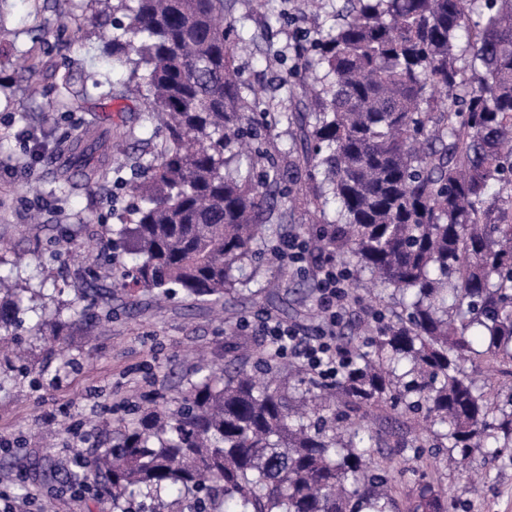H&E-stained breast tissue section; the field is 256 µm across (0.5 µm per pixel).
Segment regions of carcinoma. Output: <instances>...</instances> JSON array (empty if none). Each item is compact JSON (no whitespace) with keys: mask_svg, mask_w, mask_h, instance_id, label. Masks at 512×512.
<instances>
[{"mask_svg":"<svg viewBox=\"0 0 512 512\" xmlns=\"http://www.w3.org/2000/svg\"><path fill=\"white\" fill-rule=\"evenodd\" d=\"M109 3L103 53L131 65V89L164 138L140 157L138 203L116 229L132 264L103 251L85 270L113 287L220 302L250 290L256 258L278 228L260 223L265 186L283 179L258 137L232 64L224 0H88ZM295 46L301 86L289 112H266L299 132L288 151L285 195L313 207V258L349 270V296L380 287L370 333L340 336L344 366L327 380L268 347L197 370L175 409L153 404L113 430L110 448L82 464L112 495V512L136 498L153 512H399L401 483L387 444L366 419L394 414L413 451L409 512H454L425 480L446 457L483 452L510 460L512 386V0H344L336 25ZM466 39L469 64L459 65ZM117 131L88 125L60 138L63 182L108 180ZM248 169L241 170L242 159ZM35 335L65 357L64 324L0 300V337L22 311ZM52 325L51 334L44 327ZM271 374L259 382L250 361Z\"/></svg>","mask_w":512,"mask_h":512,"instance_id":"carcinoma-1","label":"carcinoma"}]
</instances>
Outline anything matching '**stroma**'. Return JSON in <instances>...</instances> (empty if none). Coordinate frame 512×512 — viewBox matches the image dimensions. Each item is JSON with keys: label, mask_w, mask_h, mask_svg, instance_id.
<instances>
[{"label": "stroma", "mask_w": 512, "mask_h": 512, "mask_svg": "<svg viewBox=\"0 0 512 512\" xmlns=\"http://www.w3.org/2000/svg\"><path fill=\"white\" fill-rule=\"evenodd\" d=\"M341 0H322L318 17L304 0H224V21L246 42L233 58L243 91L261 88L281 110L288 97V70L302 31L335 15ZM69 17L66 32L58 15ZM86 0H5L0 5V271L12 287L42 290L46 305L85 306L83 270L112 231L128 216L132 198L126 181L134 177L137 156L155 153L163 138L143 120L142 100L112 97L127 78L126 67L102 54L100 38H86ZM21 53L38 55L40 69L27 76L12 61ZM71 70L75 85L95 79L81 105L54 89L55 76ZM95 122L131 128L130 149L116 165L123 184H86L74 176L57 182L56 146L67 126ZM112 309L110 326L92 337L84 321H69L73 344L60 358L47 343L34 340L33 313L21 314L11 332L22 359L0 358V512H112L111 497L90 492L82 501L62 493L74 470L72 455H90L112 444V425L147 398L171 405L198 369L200 355L219 363L232 357L237 342L230 328L248 320L243 334L263 343L259 324L273 317L313 328L314 295L301 274L289 275L276 302L259 295L233 305L189 304L182 297L158 303L151 295L127 293L104 279ZM487 472L473 489L460 468L432 472L457 512H512V465L485 459Z\"/></svg>", "instance_id": "1"}]
</instances>
